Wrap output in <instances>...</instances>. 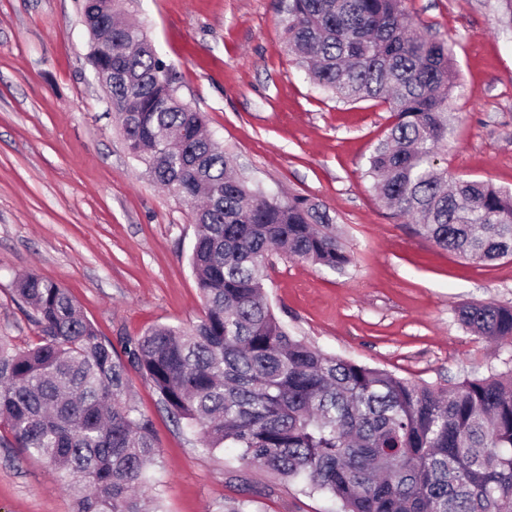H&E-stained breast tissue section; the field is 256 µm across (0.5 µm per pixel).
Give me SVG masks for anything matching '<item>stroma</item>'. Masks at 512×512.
<instances>
[{"mask_svg":"<svg viewBox=\"0 0 512 512\" xmlns=\"http://www.w3.org/2000/svg\"><path fill=\"white\" fill-rule=\"evenodd\" d=\"M282 0H126L179 76L178 97L265 189L323 203L353 263L338 274L272 256L266 296L289 331L321 350L399 377L454 384L512 369V347L467 332L473 303L512 306V259L465 260L417 236L381 203L367 159L392 122L386 104L344 103L288 55ZM418 29L447 42L455 83L443 163L512 191V27L497 0H406ZM82 0H0V336L38 331L13 292L35 272L67 288L102 339L122 348L202 311L189 264V207L127 151L88 56ZM159 451L163 512H337L231 448L178 427L150 381L129 372ZM70 477L0 426V512H73Z\"/></svg>","mask_w":512,"mask_h":512,"instance_id":"stroma-1","label":"stroma"}]
</instances>
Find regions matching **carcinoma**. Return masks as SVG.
I'll return each instance as SVG.
<instances>
[{
	"label": "carcinoma",
	"instance_id": "carcinoma-1",
	"mask_svg": "<svg viewBox=\"0 0 512 512\" xmlns=\"http://www.w3.org/2000/svg\"><path fill=\"white\" fill-rule=\"evenodd\" d=\"M288 51L343 102L379 100L394 122L366 175L417 234L479 264L512 257V191L452 179L448 44L412 31L405 0H288ZM92 27L112 18L107 99L128 152L190 204L196 321L157 325L122 359L70 292L34 273L14 292L39 342L0 336V424L15 443L74 477V512H149L158 453L130 402L142 371L172 418L210 450L234 448L340 512H512V370L445 387L323 352L293 336L265 299L266 261L283 256L344 272L352 264L327 208L268 193L204 133L177 97V72L120 0H83ZM466 330L512 346V307L470 304Z\"/></svg>",
	"mask_w": 512,
	"mask_h": 512
}]
</instances>
